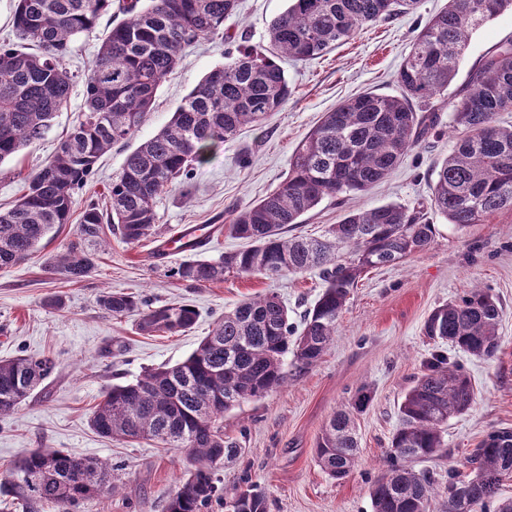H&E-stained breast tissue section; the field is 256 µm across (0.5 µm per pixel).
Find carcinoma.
<instances>
[{"label": "carcinoma", "mask_w": 512, "mask_h": 512, "mask_svg": "<svg viewBox=\"0 0 512 512\" xmlns=\"http://www.w3.org/2000/svg\"><path fill=\"white\" fill-rule=\"evenodd\" d=\"M419 0H289L268 30V48L241 47L224 56L177 107L169 123L129 153L108 189L109 206L90 203L76 240L58 253L49 271L83 281L106 243L103 225L127 244L158 235L156 200L206 162L213 148L243 126L261 128L291 96L279 57L307 61L355 38L371 23L407 14ZM238 0H16L13 27L21 48L0 47V164L37 144L56 112L68 102L75 75L68 68L72 42L89 34L106 15L120 18L102 39L86 78L84 118L55 155L28 179L25 192L0 211V268L32 255L57 224L70 223L75 195L102 154L124 144L151 111L165 77L191 48L224 32V19ZM506 10L512 0H448L414 38L398 74L401 94L371 92L350 97L330 112L295 149L280 186L233 215L231 232L251 247L217 261L190 254L170 272L190 286L224 280L228 272L274 278L320 269L324 282L314 306L295 333L288 307L272 290L246 298L224 313L212 332L185 360L144 371L136 381L112 385L90 415L105 438L149 440L185 448L195 464L171 495L166 512H205L219 497L216 473L243 451L224 439V412L246 399L281 387L284 357L316 364L336 335L351 291L371 269L398 264L425 251L435 225L429 212L462 230L512 210V125L498 121L512 112V38L492 46L448 100L451 122L461 131L452 151L434 169L432 197L412 206L388 203L352 210L321 238L288 235L323 199L339 201L382 183L421 142L437 135V102L455 79L472 32ZM114 317L137 316L142 335L182 334L196 322L193 306L155 307L122 291L98 299ZM504 310L482 288H472L435 308L423 326L429 339L482 359L500 348ZM56 371L53 359L19 355L0 362V416L22 406ZM371 401L364 386L337 410L319 438L315 457L333 479L356 465V415ZM472 382L458 362L437 352L424 364L399 406L384 459L371 485L372 512H512V497L499 496L512 473V429L489 432L467 456L470 472L440 485L434 473L417 470L447 451L448 419L473 405ZM8 489L38 512L56 504L74 512L81 504L112 494V465L52 448L26 451L11 472ZM227 512H268L266 495L254 485L224 502Z\"/></svg>", "instance_id": "carcinoma-1"}]
</instances>
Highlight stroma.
Masks as SVG:
<instances>
[{
  "mask_svg": "<svg viewBox=\"0 0 512 512\" xmlns=\"http://www.w3.org/2000/svg\"><path fill=\"white\" fill-rule=\"evenodd\" d=\"M447 4L448 0H421L416 11L370 25L319 58L282 60L292 87L285 107L272 113L262 129H242L218 144L206 163L158 197L160 237L199 224L212 230L199 258L216 260L246 249L247 240L229 230L233 213L278 188L296 147L338 102L369 91L400 95L397 75L418 29ZM287 6V0H239L224 28L238 36L240 45L266 49L268 28ZM108 29V20H101L92 33L74 43L68 66L76 81L66 108L58 112L45 138L0 164V208L10 207L24 193L27 178L55 153L62 135L78 124L89 62ZM508 37L512 11L473 32L457 81H464L475 62ZM229 47L217 37L186 53L162 82L134 139L115 146L97 162L77 195L75 212L92 202L106 205L107 190L126 154L168 124L182 98L223 64ZM442 129L440 138L416 146L379 186L342 203L324 199L303 216L297 233L320 236L351 210L428 201L431 170L452 150L457 136L450 123H443ZM242 157L248 158L247 167H239ZM430 221L435 236L424 252L366 274L352 290L334 341L321 360L305 366L286 356L283 386L225 413L224 436L239 441L243 452L218 471L222 498L213 502L210 512H225V500L246 478L265 492L268 512H372L369 486L382 472L399 406L422 361L435 348L422 334L423 323L433 309L471 288L491 289L503 306L500 349L490 360L462 356L474 403L466 413L449 419L446 454L425 461L424 467L442 476L451 470L466 471L467 455L489 431L512 428V211L461 231L437 214ZM76 229L73 223L56 226L35 256L0 269V361L45 353L58 363L44 390L35 391L14 414L0 418V480L27 449L68 450L110 461L114 467L112 495L86 503L80 512H165L191 467L185 449L98 435L89 417L103 389L132 381L144 370L182 361L225 311L247 297L277 292L294 325H301L322 281L314 270L276 280L228 273L223 281L189 287L170 274L175 258H155V240L127 244L114 237L106 250L98 252L92 273L72 283L50 273L48 266L74 240ZM107 288L149 298L158 306L186 302L198 313L196 323L180 335L138 334L133 317H115L99 307L97 298ZM54 295L62 297V309L47 307V299ZM363 385L370 388L372 401L357 417L358 464L349 477L336 480L318 466L316 444L329 417Z\"/></svg>",
  "mask_w": 512,
  "mask_h": 512,
  "instance_id": "obj_1",
  "label": "stroma"
}]
</instances>
